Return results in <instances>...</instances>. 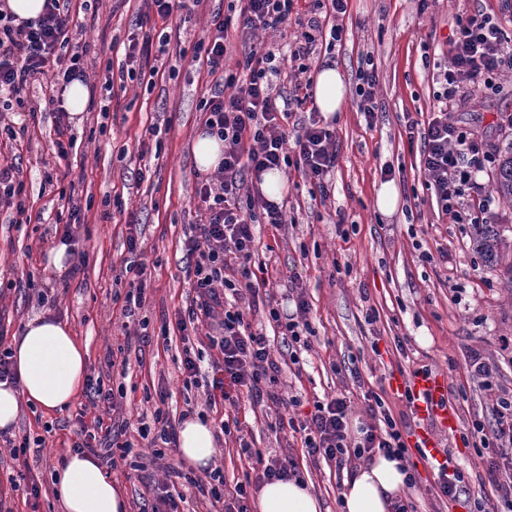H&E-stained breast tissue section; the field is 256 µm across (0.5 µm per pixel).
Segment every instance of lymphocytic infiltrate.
<instances>
[{"label":"lymphocytic infiltrate","mask_w":512,"mask_h":512,"mask_svg":"<svg viewBox=\"0 0 512 512\" xmlns=\"http://www.w3.org/2000/svg\"><path fill=\"white\" fill-rule=\"evenodd\" d=\"M347 0H314L305 13L296 11L294 0H229L226 13L212 14L204 39L197 46L213 84L199 102L200 120L210 135L224 144V159L214 175L198 180L195 189L198 221L184 241L188 272L195 293L189 306L176 311L175 324L183 343L181 359L185 384L197 383L203 365L221 368L223 379L206 388L205 404L213 408L227 404L238 407L240 399L257 404L271 402L276 409H288L293 399L278 390L280 365L267 335L252 329L247 320L255 311L260 282L254 270L257 227L279 225L282 208L268 201L260 191L243 193L246 178H260L263 172L290 165L301 169L316 188H324L325 177L336 165V131L318 116L309 117L298 130L288 128L294 110L304 108L308 96L302 85L286 92L278 82L284 69L308 72L318 49L333 51L344 32L339 19ZM69 0H45L37 20L15 22L13 14L0 12V127L9 140L24 137L27 125H14L11 113H53L58 157L68 156L75 145L68 139L69 116L58 96L32 102L26 93L34 83L47 81L66 88L72 81H87L84 55L70 34ZM136 20L129 34L122 68L129 78L157 75L153 46H165L166 34L151 35ZM295 27L288 46L277 43L244 46L234 53L228 38L230 29L250 36L258 30L285 32ZM512 71V39L505 36L493 14L480 10L462 15L443 60L435 65L432 81L434 105L427 121H408V136L423 142L422 162L426 187L433 191L437 207L453 224H492L496 221L495 198L479 179L480 173L495 166L499 153L476 132L450 122L449 112L474 94L496 95L502 90L499 77ZM0 211L8 212L12 223L28 221L29 207L21 162L0 161ZM310 305L298 296L295 315L282 316L279 309L268 311L277 323L284 346L290 354L310 346L308 334ZM211 328L205 347L192 336L199 324ZM368 411L372 424L360 427L350 437L348 401L337 395L315 402L306 421L276 419L275 429H291L301 436L309 458H323L344 469L352 460L372 461L376 453L411 460L412 452L402 431L382 398H375ZM497 427L486 432L482 423L472 425L482 448L500 441L485 466L495 475V502L478 500L474 512H499L512 508V395L497 400ZM243 451L255 458L252 474L237 483L233 493L224 491V473L214 470L209 483H197L202 496L224 504V512H251L249 486L300 477L298 463L283 456L243 444ZM510 471L498 479L500 470Z\"/></svg>","instance_id":"obj_1"}]
</instances>
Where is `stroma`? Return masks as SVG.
Listing matches in <instances>:
<instances>
[{
    "label": "stroma",
    "mask_w": 512,
    "mask_h": 512,
    "mask_svg": "<svg viewBox=\"0 0 512 512\" xmlns=\"http://www.w3.org/2000/svg\"><path fill=\"white\" fill-rule=\"evenodd\" d=\"M228 0H206L201 12L184 15L170 33L164 65L153 80L102 82L105 66L120 68L123 43L140 6L139 0H72L71 11L84 19L83 43L92 103L73 124L76 146L65 158L53 154L54 116L43 113L30 136L13 144L25 174L31 221L13 224L0 213V344L9 345L33 316L50 314L66 323L88 353L87 375L112 391L113 403L94 402L80 392L64 411L46 414L23 408L14 429L34 444L27 456L41 486L39 497L8 481L17 466L9 453L0 454V497L12 512H61L53 473L70 450L79 412L100 418L116 431V444H130L148 453L149 442L134 424L140 414L160 409L173 424L186 410L205 412L212 427L223 414L206 411L203 388L185 387L175 311L193 296L183 242L196 222L195 187L198 169L193 143L202 127L198 106L208 75L205 64L180 59L205 35L213 10ZM481 9L496 15L512 37V0H349L343 19L346 30L333 52H319L312 71L333 63L349 88H356L360 70L374 65L377 110L366 122L354 101L336 113V166L327 175V194H320L296 167L285 168L282 196L284 222L260 229L257 262L267 267L266 288L251 316L265 324L270 344L281 350L282 336L269 325V308L294 312L297 295L291 271L302 275L310 304L309 350L297 360L281 359L278 388L297 397L296 416L309 415L315 398L345 394L351 427L369 422L371 395H379L393 417L407 412L404 398L392 394V371L431 369L446 373L459 424L442 434L450 467L469 473L465 498L441 497L430 468L418 463L419 475L403 494L415 512H469L471 501L490 499L495 487L484 476L471 444L472 424L494 429L496 398L512 393V281L504 266H488L470 247L473 228L440 219L435 196L427 190L420 143H409L407 119L433 108L434 64L449 48L461 15ZM495 97L477 95L449 118L459 126L487 136L499 149L512 145V73L501 79ZM155 128L159 153H141L139 140ZM391 167L400 194L395 214L380 215L375 193ZM52 182H45L44 173ZM84 179L89 191L82 199V229L74 244L87 261L77 272L57 270L51 262L69 219L65 192ZM121 196V207L106 199ZM140 226V246L129 251V223ZM144 271L147 288L140 308L124 317L125 267ZM49 301H38L40 291ZM403 349H396V339ZM497 367L496 385L485 390L468 369L471 352ZM272 404L242 400L236 412L241 438L256 447L297 457L302 475L321 500L323 512H341L345 472L335 462L303 457L292 434L274 435L267 424ZM237 437V438H240ZM237 438L216 436L214 464L226 482L251 468ZM110 475L130 502L153 504L154 486L164 480L159 465L135 473L126 466Z\"/></svg>",
    "instance_id": "obj_1"
}]
</instances>
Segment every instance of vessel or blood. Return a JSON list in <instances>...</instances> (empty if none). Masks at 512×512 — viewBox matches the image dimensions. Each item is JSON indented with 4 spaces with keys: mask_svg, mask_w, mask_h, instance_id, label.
I'll return each mask as SVG.
<instances>
[{
    "mask_svg": "<svg viewBox=\"0 0 512 512\" xmlns=\"http://www.w3.org/2000/svg\"><path fill=\"white\" fill-rule=\"evenodd\" d=\"M392 390L410 396L411 407L420 421L411 447L420 449L427 462L445 463L446 451L435 435L436 429H453L458 415L448 403V377L441 372L420 371L395 375L390 379Z\"/></svg>",
    "mask_w": 512,
    "mask_h": 512,
    "instance_id": "obj_1",
    "label": "vessel or blood"
}]
</instances>
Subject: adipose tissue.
<instances>
[{"label":"adipose tissue","instance_id":"ef3b65f1","mask_svg":"<svg viewBox=\"0 0 512 512\" xmlns=\"http://www.w3.org/2000/svg\"><path fill=\"white\" fill-rule=\"evenodd\" d=\"M315 103L324 117L342 111L348 87L337 68H322L315 81ZM10 350L18 386L0 382V430L13 428L25 407L63 411L85 378L87 354L67 325L50 315L30 319ZM180 452L193 469L209 470L216 451L212 428L199 419L179 429ZM404 463L376 454L345 481L342 512H392L405 488ZM55 494L62 512H127L122 488L91 455L68 453L56 468ZM257 512H322L311 484L291 478L263 484L256 492Z\"/></svg>","mask_w":512,"mask_h":512}]
</instances>
